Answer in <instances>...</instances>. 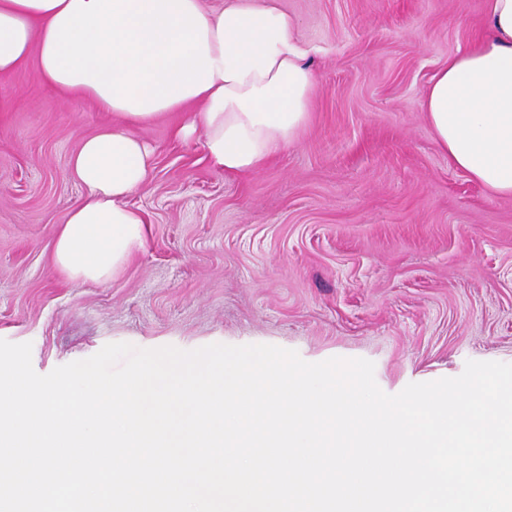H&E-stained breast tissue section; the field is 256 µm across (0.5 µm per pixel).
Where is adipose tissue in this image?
Instances as JSON below:
<instances>
[{
	"instance_id": "obj_1",
	"label": "adipose tissue",
	"mask_w": 512,
	"mask_h": 512,
	"mask_svg": "<svg viewBox=\"0 0 512 512\" xmlns=\"http://www.w3.org/2000/svg\"><path fill=\"white\" fill-rule=\"evenodd\" d=\"M489 32L431 78L426 119L449 161L512 197V0H487ZM294 19L275 0H0V76L34 65L63 97L110 113L71 156L86 189L53 242L55 269L102 282L141 243L129 197L150 177L135 127L186 113L176 138L202 134L210 165L258 171L310 120L315 76Z\"/></svg>"
}]
</instances>
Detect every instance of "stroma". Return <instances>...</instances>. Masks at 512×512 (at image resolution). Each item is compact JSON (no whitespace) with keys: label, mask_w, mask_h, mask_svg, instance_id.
I'll return each instance as SVG.
<instances>
[{"label":"stroma","mask_w":512,"mask_h":512,"mask_svg":"<svg viewBox=\"0 0 512 512\" xmlns=\"http://www.w3.org/2000/svg\"><path fill=\"white\" fill-rule=\"evenodd\" d=\"M279 5L312 49L308 127L247 176L175 138L180 113L138 128L147 234L102 284L67 281L52 246L86 193L69 160L110 117L34 67L0 78V339L31 343L38 374L109 343L365 358L391 395L512 363V198L452 166L423 111L433 74L485 33L486 0Z\"/></svg>","instance_id":"stroma-1"}]
</instances>
